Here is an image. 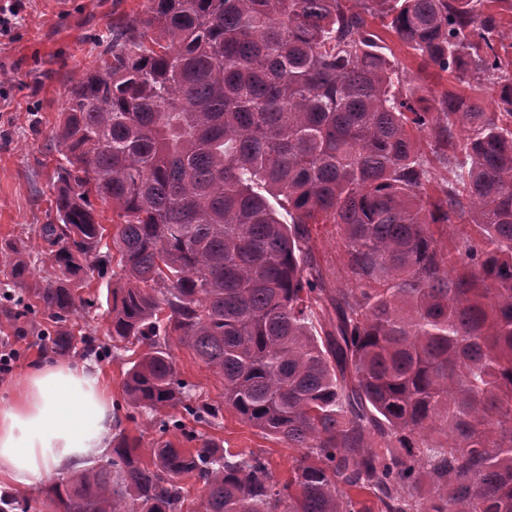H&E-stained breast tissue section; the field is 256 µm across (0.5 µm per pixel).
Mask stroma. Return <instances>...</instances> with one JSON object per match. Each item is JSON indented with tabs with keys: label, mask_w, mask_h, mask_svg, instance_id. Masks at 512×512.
I'll use <instances>...</instances> for the list:
<instances>
[{
	"label": "stroma",
	"mask_w": 512,
	"mask_h": 512,
	"mask_svg": "<svg viewBox=\"0 0 512 512\" xmlns=\"http://www.w3.org/2000/svg\"><path fill=\"white\" fill-rule=\"evenodd\" d=\"M145 0H21L14 24L0 31V239H13L29 250L32 281L43 283L52 275L47 245L39 225L55 218L53 170L58 154L52 146L60 114L72 81L82 70L94 67L114 27L140 13ZM382 37L414 81L434 93L458 90L447 73L424 65L391 32ZM311 243L331 287L347 288L351 276L342 241L332 224L311 227ZM122 275L117 263L94 275L83 289L94 299L90 311H78L71 322L88 336L106 333V298ZM181 379L193 386L198 400L213 402L224 395V380L184 346L173 349ZM130 354L101 360L99 366L119 402L118 427L138 439L141 455H148L162 434L150 417L123 405L124 374ZM203 436L223 440L234 452H263L279 480H286L298 449L243 423L225 409L219 425H197Z\"/></svg>",
	"instance_id": "1"
}]
</instances>
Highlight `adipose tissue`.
<instances>
[{"mask_svg": "<svg viewBox=\"0 0 512 512\" xmlns=\"http://www.w3.org/2000/svg\"><path fill=\"white\" fill-rule=\"evenodd\" d=\"M115 425L96 363L29 368L0 400V484L29 488L84 469L108 451Z\"/></svg>", "mask_w": 512, "mask_h": 512, "instance_id": "1", "label": "adipose tissue"}]
</instances>
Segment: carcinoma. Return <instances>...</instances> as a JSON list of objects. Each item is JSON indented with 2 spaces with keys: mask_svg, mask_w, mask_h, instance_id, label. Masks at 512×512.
<instances>
[{
  "mask_svg": "<svg viewBox=\"0 0 512 512\" xmlns=\"http://www.w3.org/2000/svg\"><path fill=\"white\" fill-rule=\"evenodd\" d=\"M147 2L69 89L39 229L53 277L24 297L31 262L1 240L0 295L16 325L48 317L56 355L144 347L125 403L199 446L160 441L146 463L121 432L39 494L61 512H182L189 479L201 512H512V0ZM370 17L494 111L407 80ZM434 160L452 178L432 196ZM93 198L112 206L109 243ZM312 224L338 228L353 287L328 286ZM466 224L450 248L432 232ZM115 254L97 347L71 315ZM173 341L222 376V401L193 400ZM226 407L301 449L287 480L187 428Z\"/></svg>",
  "mask_w": 512,
  "mask_h": 512,
  "instance_id": "carcinoma-1",
  "label": "carcinoma"
}]
</instances>
